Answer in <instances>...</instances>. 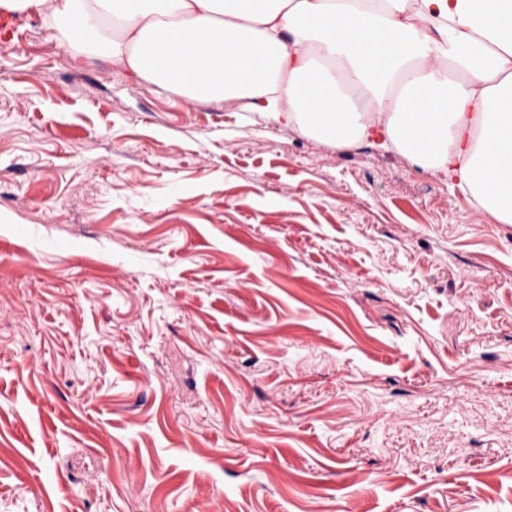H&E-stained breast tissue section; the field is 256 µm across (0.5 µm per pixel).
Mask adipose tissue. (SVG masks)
<instances>
[{
    "label": "adipose tissue",
    "mask_w": 512,
    "mask_h": 512,
    "mask_svg": "<svg viewBox=\"0 0 512 512\" xmlns=\"http://www.w3.org/2000/svg\"><path fill=\"white\" fill-rule=\"evenodd\" d=\"M83 43L188 97L397 150L512 224V0H52Z\"/></svg>",
    "instance_id": "adipose-tissue-1"
}]
</instances>
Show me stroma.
I'll return each mask as SVG.
<instances>
[{"instance_id":"obj_1","label":"stroma","mask_w":512,"mask_h":512,"mask_svg":"<svg viewBox=\"0 0 512 512\" xmlns=\"http://www.w3.org/2000/svg\"><path fill=\"white\" fill-rule=\"evenodd\" d=\"M0 34V512H512V224Z\"/></svg>"}]
</instances>
